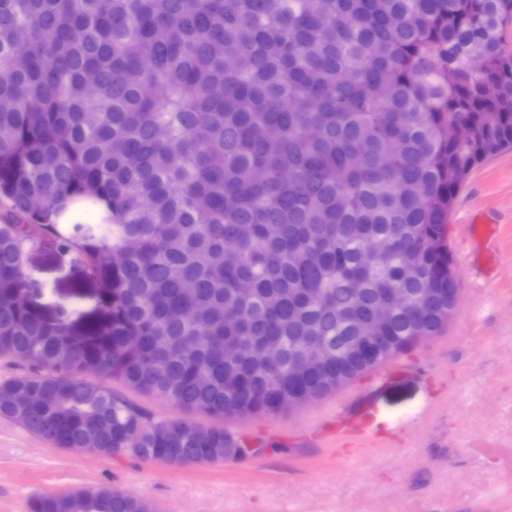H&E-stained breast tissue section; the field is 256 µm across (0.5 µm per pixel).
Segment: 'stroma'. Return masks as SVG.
Returning a JSON list of instances; mask_svg holds the SVG:
<instances>
[{"instance_id":"stroma-1","label":"stroma","mask_w":512,"mask_h":512,"mask_svg":"<svg viewBox=\"0 0 512 512\" xmlns=\"http://www.w3.org/2000/svg\"><path fill=\"white\" fill-rule=\"evenodd\" d=\"M479 212L500 227L490 284L470 278L471 246L453 230ZM448 222L455 317L442 335L393 358L385 381L348 386L385 448L317 427L332 394L291 413L225 421L261 453L189 466L61 450L0 417V512H31L39 496L112 488L153 512H512V149L472 171ZM26 273L51 318L91 314L95 283L52 242L29 252Z\"/></svg>"}]
</instances>
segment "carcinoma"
Masks as SVG:
<instances>
[{
	"label": "carcinoma",
	"instance_id": "carcinoma-1",
	"mask_svg": "<svg viewBox=\"0 0 512 512\" xmlns=\"http://www.w3.org/2000/svg\"><path fill=\"white\" fill-rule=\"evenodd\" d=\"M511 30L512 0H0V357L34 358L0 416L57 448L216 463L240 439L112 381L276 414L366 371L369 325L404 348L443 333L448 214L512 147ZM34 200L109 216L75 241ZM43 240L101 288L78 339L20 298ZM31 508L151 512L122 489ZM112 390L122 392L126 394L128 397L139 401L140 403L150 408L157 415L176 418L186 416L179 408H177L173 403L169 401L156 397H146L139 395L131 390L126 389L125 387H122L117 382L112 381Z\"/></svg>",
	"mask_w": 512,
	"mask_h": 512
}]
</instances>
